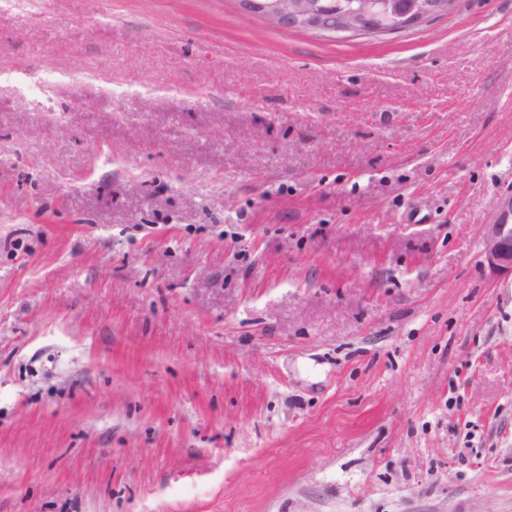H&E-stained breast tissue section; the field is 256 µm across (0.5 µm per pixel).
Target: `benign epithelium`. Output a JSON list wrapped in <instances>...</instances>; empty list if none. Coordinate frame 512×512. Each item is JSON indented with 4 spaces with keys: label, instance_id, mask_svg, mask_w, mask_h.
<instances>
[{
    "label": "benign epithelium",
    "instance_id": "1",
    "mask_svg": "<svg viewBox=\"0 0 512 512\" xmlns=\"http://www.w3.org/2000/svg\"><path fill=\"white\" fill-rule=\"evenodd\" d=\"M319 0H269L258 4L247 0L242 11L254 15L260 8L263 19L271 26L311 32L341 39L353 36H376L420 26L448 12L451 0H411L405 16L388 18V10L399 7L396 0H362L355 10L329 17L318 7ZM484 261L495 273H512V194L500 199L498 208L479 226Z\"/></svg>",
    "mask_w": 512,
    "mask_h": 512
}]
</instances>
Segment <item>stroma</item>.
<instances>
[{"mask_svg":"<svg viewBox=\"0 0 512 512\" xmlns=\"http://www.w3.org/2000/svg\"><path fill=\"white\" fill-rule=\"evenodd\" d=\"M511 191L512 0L0 5V512H512ZM397 0H362L356 10H349L337 17L321 12L318 0H271L265 4L247 1L242 11L254 15L259 7L263 19L271 26L311 32L322 36L341 39L353 36H376L407 28L420 26L430 19L448 12L452 0H410L412 8L398 20L388 18L389 9L402 6ZM383 4V12L376 10ZM479 234L489 269L512 275V193L500 199L496 211L480 224Z\"/></svg>","mask_w":512,"mask_h":512,"instance_id":"1","label":"stroma"}]
</instances>
